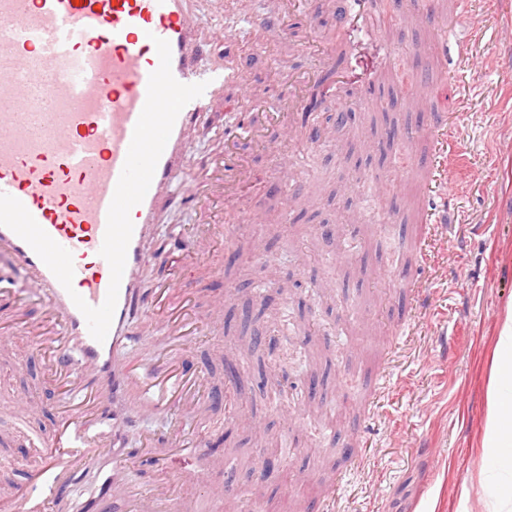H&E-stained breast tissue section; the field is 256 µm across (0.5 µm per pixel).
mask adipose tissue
Segmentation results:
<instances>
[{
    "instance_id": "adipose-tissue-1",
    "label": "adipose tissue",
    "mask_w": 512,
    "mask_h": 512,
    "mask_svg": "<svg viewBox=\"0 0 512 512\" xmlns=\"http://www.w3.org/2000/svg\"><path fill=\"white\" fill-rule=\"evenodd\" d=\"M479 446L487 512H512V304L502 313L492 340Z\"/></svg>"
}]
</instances>
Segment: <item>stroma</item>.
Instances as JSON below:
<instances>
[{
  "instance_id": "1",
  "label": "stroma",
  "mask_w": 512,
  "mask_h": 512,
  "mask_svg": "<svg viewBox=\"0 0 512 512\" xmlns=\"http://www.w3.org/2000/svg\"><path fill=\"white\" fill-rule=\"evenodd\" d=\"M422 2L403 0L406 25H381L379 36L347 28L341 53L327 24L336 0H301L299 11L281 13L289 37L244 22L272 11L274 0H199L213 24L240 25L227 50L245 61L265 105L277 102L290 73H328L354 90L324 97L318 113L352 112L356 122L315 144L285 141L276 129L267 144H250L255 179L234 208L260 221L236 232L222 270L188 277L203 330L190 346L173 344L166 353L187 358L205 379L210 415L181 423L138 415L128 436L135 444L181 425L213 445L206 486H173L192 512H215L211 486L257 495L259 512H484L480 494L463 505L457 487L477 480L489 348L512 301V47L495 36L512 25V0H469L464 55L442 50V30L415 19ZM400 57L408 85L425 82L440 93L451 163L464 182L448 195L447 223L423 230L415 220L421 184L448 165L427 141L385 138L389 129L429 122L428 113L408 110L403 94L378 82ZM225 135L217 100L189 132L187 176L223 153ZM398 152L405 164H395ZM276 153L298 163L289 176L295 207L288 215L284 193L271 188ZM197 220L187 185H172L146 239V288L179 274L175 263L156 257L174 241H190ZM379 224L420 233L424 271L415 285L428 293L426 308L412 306L396 287L394 276L412 269L397 262L390 240L375 235ZM219 295L224 309L211 329L210 302ZM272 335L287 339L295 355L280 387L265 379L275 359ZM25 348L22 336L0 343V431L10 435L0 461L17 485L41 451L27 447L9 421L14 397L31 401L29 424L44 437L58 424L57 397ZM267 456L280 461L279 477H262Z\"/></svg>"
}]
</instances>
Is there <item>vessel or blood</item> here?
I'll return each mask as SVG.
<instances>
[{"label": "vessel or blood", "instance_id": "vessel-or-blood-1", "mask_svg": "<svg viewBox=\"0 0 512 512\" xmlns=\"http://www.w3.org/2000/svg\"><path fill=\"white\" fill-rule=\"evenodd\" d=\"M189 0H0V193L23 203L40 227L73 259L72 289H65L34 250L13 230L0 226V259L27 271L31 296L45 313L26 332L41 357L43 372L71 396L58 410V427L38 469L12 493L10 512H46L77 487L90 489L84 512H111L116 497L131 499L137 512H177L170 490L175 480L204 481L210 452L185 429L170 438L151 433L142 454L165 446L155 458L148 493L127 484L137 463L126 451L125 423L133 406L157 414L195 411L206 391L203 379L183 361L155 359L141 365L118 360L132 339L135 318L159 325V337L143 345L187 344L196 330L190 291L181 279L164 280L142 292L137 274L146 260L143 241L153 224L161 190L181 179L178 159L185 130L207 110L214 92L230 83L243 92L227 106L236 137L262 138L275 122L296 120L297 84L281 91L275 106L262 107L250 93L251 79L234 62L202 65L200 25ZM169 42L171 70L181 83H205L203 94L179 113L143 201L130 212L133 233L111 327L104 341L90 334L72 300L103 304L111 281L101 256L107 214L135 125L146 102L150 74L159 66L154 38ZM251 179L246 155L227 144L224 156L194 188L202 230L182 251L184 270L214 271L215 249L229 236L224 211Z\"/></svg>", "mask_w": 512, "mask_h": 512}]
</instances>
